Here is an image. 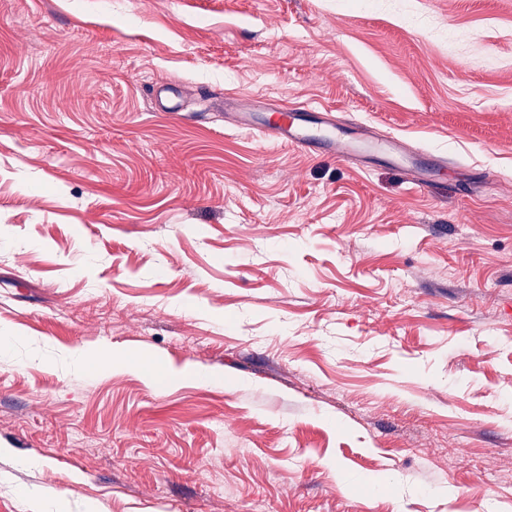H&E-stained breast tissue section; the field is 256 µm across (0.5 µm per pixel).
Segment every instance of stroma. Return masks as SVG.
Returning <instances> with one entry per match:
<instances>
[{
  "instance_id": "stroma-1",
  "label": "stroma",
  "mask_w": 512,
  "mask_h": 512,
  "mask_svg": "<svg viewBox=\"0 0 512 512\" xmlns=\"http://www.w3.org/2000/svg\"><path fill=\"white\" fill-rule=\"evenodd\" d=\"M0 336V512H512V0H0ZM155 109L157 112H179L177 85L172 82L158 84L154 95ZM251 96L224 97L221 109L228 110L231 124L245 131H255L278 144L312 151L324 149L346 160H352L363 151L381 152L404 157L406 146L396 136L363 123H348L335 112H318L307 104H272L252 113ZM103 361L110 362L113 368L135 366L146 375L153 373L149 356L143 354L132 355L124 350L112 351V356L83 357L81 362L83 367H97Z\"/></svg>"
}]
</instances>
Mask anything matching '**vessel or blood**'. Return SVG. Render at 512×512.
I'll return each instance as SVG.
<instances>
[{
	"mask_svg": "<svg viewBox=\"0 0 512 512\" xmlns=\"http://www.w3.org/2000/svg\"><path fill=\"white\" fill-rule=\"evenodd\" d=\"M157 111H178L177 86L171 82L158 84L154 95ZM228 119L238 129L254 131L278 144L312 151L323 149L340 158L351 160L363 151L403 156L406 147L396 136L362 123H348L332 112H320L306 104H273L264 112L254 113V100L249 96L225 98L221 103Z\"/></svg>",
	"mask_w": 512,
	"mask_h": 512,
	"instance_id": "1",
	"label": "vessel or blood"
}]
</instances>
